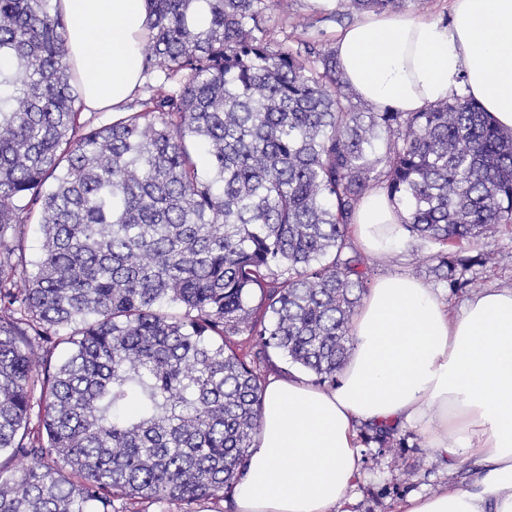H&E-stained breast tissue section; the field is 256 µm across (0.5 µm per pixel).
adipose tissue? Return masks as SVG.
Here are the masks:
<instances>
[{"label":"adipose tissue","mask_w":512,"mask_h":512,"mask_svg":"<svg viewBox=\"0 0 512 512\" xmlns=\"http://www.w3.org/2000/svg\"><path fill=\"white\" fill-rule=\"evenodd\" d=\"M87 112L120 114L143 76L149 0H61ZM362 100L417 112L453 92L512 131V0H452L449 22L368 14L334 44ZM405 213L371 191L353 224L358 245L386 250ZM353 353L335 386L269 380L262 430L231 495L232 512H348L364 426H411L441 456L477 459L470 483L412 495L398 512H512V288L456 311L424 282L377 278L355 316Z\"/></svg>","instance_id":"ef3b65f1"}]
</instances>
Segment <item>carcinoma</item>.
Here are the masks:
<instances>
[{
    "instance_id": "carcinoma-1",
    "label": "carcinoma",
    "mask_w": 512,
    "mask_h": 512,
    "mask_svg": "<svg viewBox=\"0 0 512 512\" xmlns=\"http://www.w3.org/2000/svg\"><path fill=\"white\" fill-rule=\"evenodd\" d=\"M150 2L144 74L163 77L96 125L59 4L0 0V453L29 461L0 468V512L223 501L261 430L270 352L333 386L353 349L375 258L349 229L369 191L438 246L430 272L450 288L485 263L471 243L512 224V132L473 99L362 111L322 32L273 43L264 0H205L201 26L198 0ZM35 214L30 272L9 239Z\"/></svg>"
}]
</instances>
